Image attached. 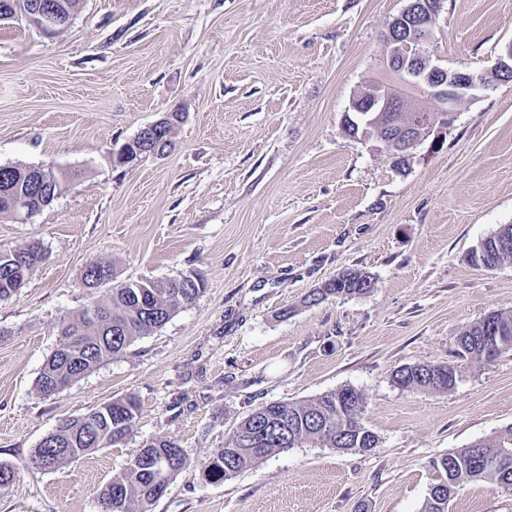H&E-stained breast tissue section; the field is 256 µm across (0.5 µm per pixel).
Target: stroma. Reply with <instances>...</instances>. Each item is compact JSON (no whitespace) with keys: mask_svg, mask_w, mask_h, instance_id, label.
Segmentation results:
<instances>
[{"mask_svg":"<svg viewBox=\"0 0 512 512\" xmlns=\"http://www.w3.org/2000/svg\"><path fill=\"white\" fill-rule=\"evenodd\" d=\"M407 0H80L48 35L0 22V165L75 172L33 216L0 215V249L45 260L0 301V462L15 478L0 512H101L96 490L152 439L190 465L153 512H420L433 459L512 427V351L458 360L457 339L512 313V262L470 256L512 224V81L457 108L406 170L348 135L354 94L380 72ZM512 42V0H446L429 51L491 75ZM184 118L164 156L117 166L145 125ZM119 282L200 274L205 291L58 394L36 379L59 321L91 300L92 261ZM359 270L363 295L305 298ZM460 362L447 392L393 372ZM351 386L365 396L368 453L306 443L222 482L201 466L260 404ZM140 413L123 443L44 471L30 463L67 418L127 394ZM448 512H512V490L477 481Z\"/></svg>","mask_w":512,"mask_h":512,"instance_id":"1","label":"stroma"}]
</instances>
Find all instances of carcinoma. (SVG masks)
Returning <instances> with one entry per match:
<instances>
[{
	"instance_id": "obj_1",
	"label": "carcinoma",
	"mask_w": 512,
	"mask_h": 512,
	"mask_svg": "<svg viewBox=\"0 0 512 512\" xmlns=\"http://www.w3.org/2000/svg\"><path fill=\"white\" fill-rule=\"evenodd\" d=\"M71 177L65 171L46 166H0V213L22 197L46 188L42 207L51 205L62 184ZM491 260L502 264L512 259V224H505L481 241ZM43 255L37 245L0 249V300L18 292L35 271L32 259ZM112 271L107 262L94 261L85 267L83 282L88 288H104L89 306L99 312V321L85 318V312L64 317L59 323L61 336L58 350L46 360L36 379L37 390L52 396L55 392L93 371L104 362L124 353L136 339L150 334L168 322L182 305L196 302L204 292L198 275L183 282L181 278L166 281L137 280L121 283L109 278L112 287L100 280L102 271ZM365 288L348 273L307 297L308 303L323 301L329 295L364 294ZM512 351V314L496 312L492 318L465 327L458 338V356L474 355L492 362ZM461 369L448 364H414L397 369L393 379L408 390L447 392L456 386ZM364 395L352 387L325 393L309 402H283L279 413L292 424V438L282 435L274 422H268L269 410L259 406L238 425L222 448L214 449L203 463V477L221 481L252 467L262 459L286 452L304 443H317L348 452L366 453L378 446V437L361 423ZM135 395L127 394L89 413L64 420L35 449L31 461L49 455L54 468L66 466L93 448L121 443L131 432L138 416ZM342 416L346 425L343 437L336 438L332 424ZM157 458L177 449V462L170 464L168 481L188 465V460L171 437H158L145 444ZM440 479L428 490L422 512H448V502L461 485L489 480L512 488V427L488 441H478L432 461ZM101 512H151L158 502L155 475L148 466L126 465L100 490Z\"/></svg>"
}]
</instances>
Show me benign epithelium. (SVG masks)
<instances>
[{"mask_svg":"<svg viewBox=\"0 0 512 512\" xmlns=\"http://www.w3.org/2000/svg\"><path fill=\"white\" fill-rule=\"evenodd\" d=\"M444 9V0H412L393 19L385 35L386 51L383 71L394 76L402 88L394 92L385 86H375L356 94L350 102L351 116L345 119L353 137L364 142H376L392 152L395 160H412L413 150L433 134H442L456 117L457 104L473 92L487 88V82L469 72L455 71L447 77V68L433 61L425 52L431 41L434 24ZM22 18L38 29L52 33L68 26L72 15L62 13L43 0H15L0 11V21ZM496 75L499 80L512 78V42L498 57ZM415 91L432 103L420 109L408 99ZM387 112H409L405 124L398 130L384 120ZM160 121L144 126L135 137L121 146L117 154L127 163L138 159L148 148L147 141L164 132Z\"/></svg>","mask_w":512,"mask_h":512,"instance_id":"benign-epithelium-1","label":"benign epithelium"}]
</instances>
